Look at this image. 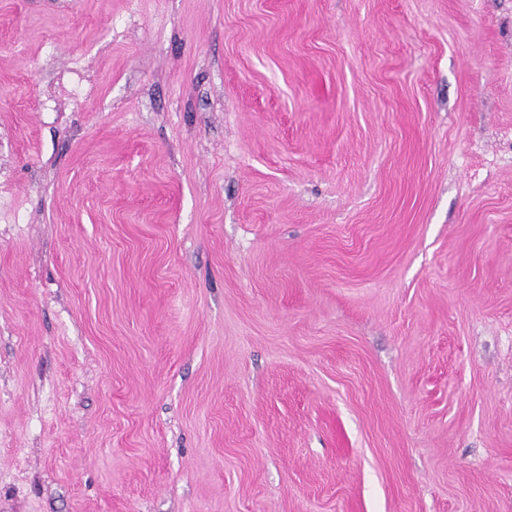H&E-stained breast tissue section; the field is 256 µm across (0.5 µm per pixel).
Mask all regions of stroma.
Here are the masks:
<instances>
[{
	"label": "stroma",
	"instance_id": "1",
	"mask_svg": "<svg viewBox=\"0 0 512 512\" xmlns=\"http://www.w3.org/2000/svg\"><path fill=\"white\" fill-rule=\"evenodd\" d=\"M0 512H512V0H0Z\"/></svg>",
	"mask_w": 512,
	"mask_h": 512
}]
</instances>
